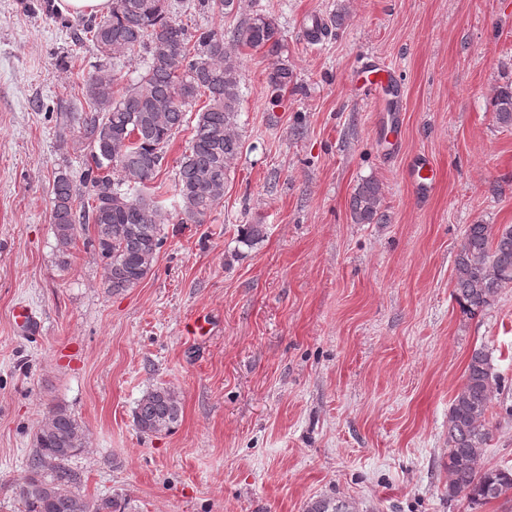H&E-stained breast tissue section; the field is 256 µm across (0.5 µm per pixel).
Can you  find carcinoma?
<instances>
[{
  "label": "carcinoma",
  "instance_id": "carcinoma-1",
  "mask_svg": "<svg viewBox=\"0 0 512 512\" xmlns=\"http://www.w3.org/2000/svg\"><path fill=\"white\" fill-rule=\"evenodd\" d=\"M226 17L239 0H199ZM76 41L93 44L108 62L143 58L144 67L119 88L103 69L79 89L91 115L82 122L89 156L87 195L76 192L66 171L56 173L51 190V220L60 256L68 255L79 233L93 227L91 240L103 270V286L112 295L137 287L152 271L163 244L162 225L170 216L154 194L139 190L160 168L173 137L189 124L196 110L188 148L174 176L180 223L202 224L224 199L232 164L241 151L237 131L241 108L240 45L279 56L283 37L276 19L256 13L231 31L192 33L170 17L168 0H112L111 13L88 23ZM496 121L512 127V88L498 94ZM382 193L372 179L359 183L351 196L356 224L378 221ZM512 284V225L497 230L489 224L465 228L455 259L453 295L471 317L484 314L502 287ZM502 394V378L493 351L472 350L464 382L448 409V500L473 505L503 500L512 505V468L488 469L484 457L492 429L488 413ZM178 394L169 387L147 391L133 411L144 435L169 431L179 422ZM87 447L79 421L67 410L53 408L36 435V448L19 484L25 512H113L115 499L91 501L80 493L69 462ZM306 512H356L353 503L319 497Z\"/></svg>",
  "mask_w": 512,
  "mask_h": 512
}]
</instances>
